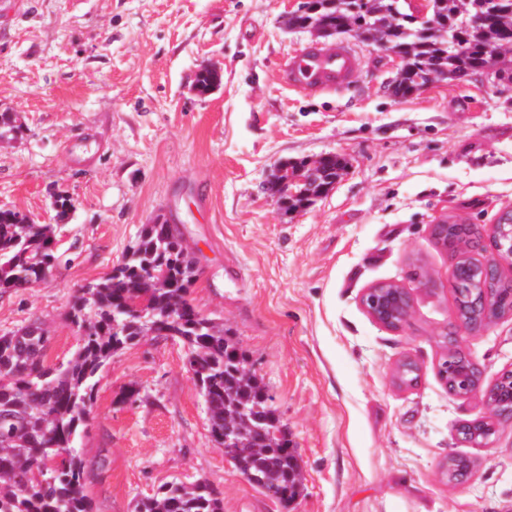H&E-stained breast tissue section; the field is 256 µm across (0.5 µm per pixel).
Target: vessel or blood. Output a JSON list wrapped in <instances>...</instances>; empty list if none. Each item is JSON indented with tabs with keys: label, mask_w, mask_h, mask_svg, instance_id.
<instances>
[{
	"label": "vessel or blood",
	"mask_w": 512,
	"mask_h": 512,
	"mask_svg": "<svg viewBox=\"0 0 512 512\" xmlns=\"http://www.w3.org/2000/svg\"><path fill=\"white\" fill-rule=\"evenodd\" d=\"M360 63L359 54L348 44L314 45L288 56L281 66V80L291 89L328 92L351 84Z\"/></svg>",
	"instance_id": "vessel-or-blood-1"
}]
</instances>
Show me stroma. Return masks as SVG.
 Wrapping results in <instances>:
<instances>
[{"label": "stroma", "mask_w": 512, "mask_h": 512, "mask_svg": "<svg viewBox=\"0 0 512 512\" xmlns=\"http://www.w3.org/2000/svg\"><path fill=\"white\" fill-rule=\"evenodd\" d=\"M303 0H0V209L55 228L58 261L38 285L0 293V335L37 323L48 365L81 330L76 292L120 264L143 225L178 224L200 270L190 298L223 323L269 388L302 485L287 507L214 447L177 339L144 338L98 373L76 440L102 465L93 512H134L172 480L209 484L224 512H512V419L488 443L456 437L488 417L482 394L512 370V312L463 335L482 389L451 393L437 373L456 329L451 257L432 235L454 221L490 233L512 211V83L484 75L404 98L369 42L342 35L362 70L352 86L297 92L280 80L315 44L285 26ZM219 81L202 93V68ZM333 153L336 184L284 213L262 186L281 162ZM397 282L404 329L360 299ZM416 384H399L404 361ZM470 467L445 474L449 457Z\"/></svg>", "instance_id": "1"}]
</instances>
